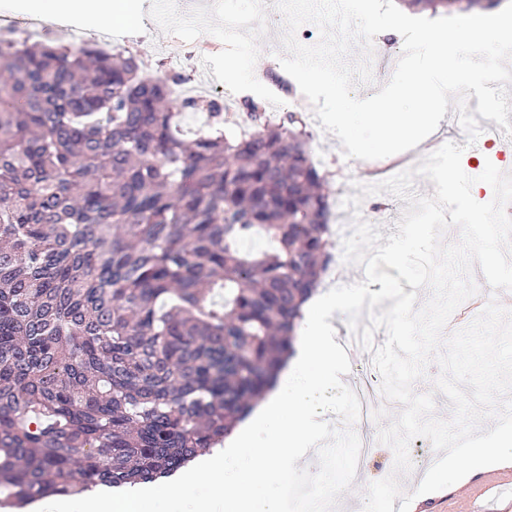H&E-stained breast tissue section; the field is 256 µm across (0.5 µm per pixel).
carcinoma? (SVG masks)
Listing matches in <instances>:
<instances>
[{
	"mask_svg": "<svg viewBox=\"0 0 512 512\" xmlns=\"http://www.w3.org/2000/svg\"><path fill=\"white\" fill-rule=\"evenodd\" d=\"M467 13L502 0H402ZM183 75L0 43V496L153 481L224 442L333 261L300 112L180 97ZM206 103L208 129L180 136ZM260 235L269 243L245 250Z\"/></svg>",
	"mask_w": 512,
	"mask_h": 512,
	"instance_id": "carcinoma-1",
	"label": "carcinoma"
}]
</instances>
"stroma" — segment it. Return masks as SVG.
I'll use <instances>...</instances> for the list:
<instances>
[{"instance_id": "1", "label": "stroma", "mask_w": 512, "mask_h": 512, "mask_svg": "<svg viewBox=\"0 0 512 512\" xmlns=\"http://www.w3.org/2000/svg\"><path fill=\"white\" fill-rule=\"evenodd\" d=\"M151 2L150 10L142 15L138 30L111 32L113 50L133 55L150 70L160 67L170 73L187 74L206 88L223 86V101L228 106L224 113V129L230 136L238 135L243 127L241 112L235 102L243 96L244 90L225 72L224 64L228 61L237 63L240 72L244 73L256 54L270 56L272 62L265 71V86L260 97L267 101L271 116L282 117L279 103L271 94L281 66L278 56L283 52L281 37L284 31V17L274 5L263 4L262 0H221L218 8L210 12L211 23L204 25L190 21L192 9L186 2L180 6L187 16L182 23L173 21L169 0ZM244 12L251 15L252 24L245 29L236 28L234 19ZM308 131L313 161L320 170L331 175V197L355 194L357 186L368 179L364 161L345 158L339 139L323 131L318 121H310ZM380 201L386 202V210L373 212V205ZM404 207V201L392 194H372L363 199L360 217L387 236L395 233ZM343 367L340 381L323 387L314 409L331 422H344L353 436L377 435L378 423L371 421L363 425L351 418L348 389L361 370L362 362L347 360ZM361 465L367 466L370 480L382 479L393 470L394 453L389 446L383 445L374 458L364 462L353 447L330 438L322 441L307 457V467L318 472L328 500L338 502L337 512H358L365 487L345 480L342 473ZM304 480L302 470L291 467L272 474L258 488L257 494L279 500L282 512H307L302 499L295 494ZM511 502L512 465L493 467L473 475L464 485L418 496L413 500L410 512H502Z\"/></svg>"}]
</instances>
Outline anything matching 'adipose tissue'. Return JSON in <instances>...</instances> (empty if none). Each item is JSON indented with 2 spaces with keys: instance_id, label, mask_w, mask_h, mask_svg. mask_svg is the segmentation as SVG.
Returning <instances> with one entry per match:
<instances>
[{
  "instance_id": "obj_1",
  "label": "adipose tissue",
  "mask_w": 512,
  "mask_h": 512,
  "mask_svg": "<svg viewBox=\"0 0 512 512\" xmlns=\"http://www.w3.org/2000/svg\"><path fill=\"white\" fill-rule=\"evenodd\" d=\"M140 6V0H35L45 20L78 19L110 28L131 25ZM362 299L359 284L340 293L313 294L303 306L295 352L255 406L252 423L232 445L213 449L175 483L145 486L130 496L50 495L37 502L36 512H128L131 502L135 512H281L278 501L257 498L254 490L273 472L302 466L318 427L310 401L341 372L329 314L360 306Z\"/></svg>"
}]
</instances>
